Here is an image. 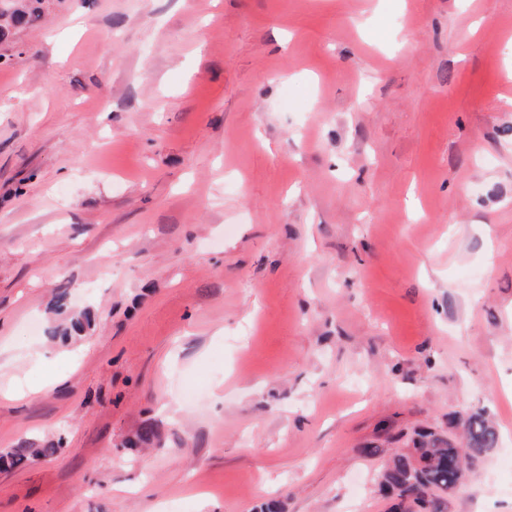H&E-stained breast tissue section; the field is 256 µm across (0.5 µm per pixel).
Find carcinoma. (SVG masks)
I'll list each match as a JSON object with an SVG mask.
<instances>
[{"instance_id":"1","label":"carcinoma","mask_w":512,"mask_h":512,"mask_svg":"<svg viewBox=\"0 0 512 512\" xmlns=\"http://www.w3.org/2000/svg\"><path fill=\"white\" fill-rule=\"evenodd\" d=\"M37 2L16 8L12 23L35 22L39 18ZM89 323L88 313L75 314L58 334L68 337L80 333ZM462 439L464 444L460 445L430 432L414 441L411 453L392 455L381 473V485L396 495L400 512H446L448 495L455 491L462 473L498 447L499 434L483 413L475 412L463 425ZM57 452L56 448H15L0 454V464L16 468Z\"/></svg>"}]
</instances>
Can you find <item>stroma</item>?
I'll return each mask as SVG.
<instances>
[{"label":"stroma","instance_id":"1","mask_svg":"<svg viewBox=\"0 0 512 512\" xmlns=\"http://www.w3.org/2000/svg\"><path fill=\"white\" fill-rule=\"evenodd\" d=\"M40 8L0 41V453L59 451L0 512H390L378 449L478 410L447 512H512V0Z\"/></svg>","mask_w":512,"mask_h":512}]
</instances>
